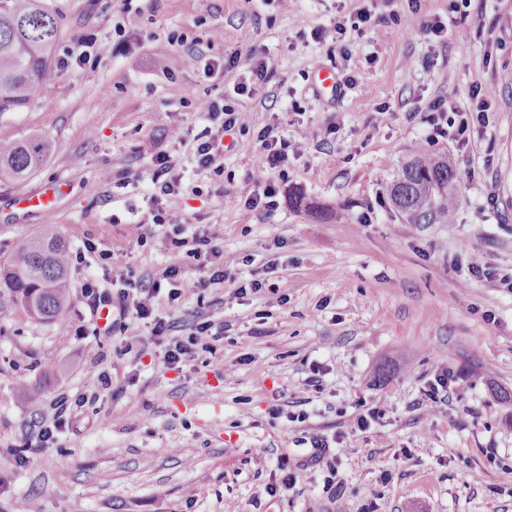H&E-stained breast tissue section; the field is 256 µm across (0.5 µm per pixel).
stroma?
Segmentation results:
<instances>
[{"mask_svg": "<svg viewBox=\"0 0 512 512\" xmlns=\"http://www.w3.org/2000/svg\"><path fill=\"white\" fill-rule=\"evenodd\" d=\"M44 2L61 29L55 78L36 103L0 114V137L41 134L51 151L24 182L0 179V261L49 220L78 260L67 319L33 320L0 294V512L21 495L44 512H512V288L500 280L512 274V83L501 79L512 72V0H132L143 11L135 26L122 0ZM364 13L388 19L385 40L373 41ZM434 19L448 33L423 38ZM337 23L340 41L317 38ZM188 50L220 69L200 78L182 64ZM254 58L270 79L237 95L254 83ZM478 90L489 122L460 152L435 137L425 109L439 99L468 108ZM221 98L241 122L220 167L204 170L195 141L219 125L201 107ZM271 127L288 142L273 170L260 140ZM417 152L455 165L451 223L408 224L390 203ZM159 155L182 179L164 205L189 229L223 225L217 247L235 256L237 280L274 286L244 297L229 284L200 288L160 306L175 336L224 326L212 352L179 370L144 322L98 335L82 293L107 277L136 288L168 265L178 231L153 224L149 201ZM263 169L278 190L270 210L249 205ZM49 186L47 216L30 200ZM474 258L495 278L473 277ZM315 368L317 387L306 383ZM448 372L452 394L428 402ZM31 385L41 401L27 399ZM62 393L92 401L18 464L16 448L36 440ZM374 407L384 417L355 430ZM315 438L336 456L337 492L310 460Z\"/></svg>", "mask_w": 512, "mask_h": 512, "instance_id": "35a3bbf8", "label": "stroma"}]
</instances>
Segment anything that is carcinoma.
<instances>
[{
	"mask_svg": "<svg viewBox=\"0 0 512 512\" xmlns=\"http://www.w3.org/2000/svg\"><path fill=\"white\" fill-rule=\"evenodd\" d=\"M60 36L43 0H0V112L19 111L42 97L53 79L52 53ZM49 143L34 135L0 139V178L22 182L47 160ZM456 171L446 157L415 156L390 187L395 210L408 224H446L455 217ZM69 245L47 224L21 239L0 265V288L41 322L66 317L70 300Z\"/></svg>",
	"mask_w": 512,
	"mask_h": 512,
	"instance_id": "1",
	"label": "carcinoma"
}]
</instances>
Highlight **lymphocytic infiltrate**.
<instances>
[{
    "mask_svg": "<svg viewBox=\"0 0 512 512\" xmlns=\"http://www.w3.org/2000/svg\"><path fill=\"white\" fill-rule=\"evenodd\" d=\"M485 103H478L475 110L461 111L459 121L455 128H448V113L444 100H437L428 105L427 118L440 136H452L458 148H466L470 141L472 129L486 125L488 115ZM159 173L165 174V181L156 184L151 201L155 224H170L182 226L186 218L183 214L171 209L163 208L161 202L164 197L177 194L180 189L178 177L169 176L170 162L166 156L156 157L154 160ZM224 227L220 224H208L201 232L192 233L191 236L172 241L171 251L173 261L165 268L161 279L140 286L137 292H129L124 288H99L93 283H85L84 292L90 299L93 307L112 306L118 312L119 319L134 318L137 320H152L153 336H167L168 341L163 353V360L167 366L178 367L189 363L195 357L197 349L212 350L213 343L218 340L219 334L213 322L206 321L197 325L195 331L187 337H168V323L157 317L155 310L159 296H166L169 306H177L186 294L196 289L236 283L234 276L235 260L224 255L215 246L216 241L223 239ZM193 258L201 275L196 279H189L182 275L181 257ZM238 295L257 293L264 287L263 280L254 279L249 283H236Z\"/></svg>",
    "mask_w": 512,
    "mask_h": 512,
    "instance_id": "1",
    "label": "lymphocytic infiltrate"
}]
</instances>
